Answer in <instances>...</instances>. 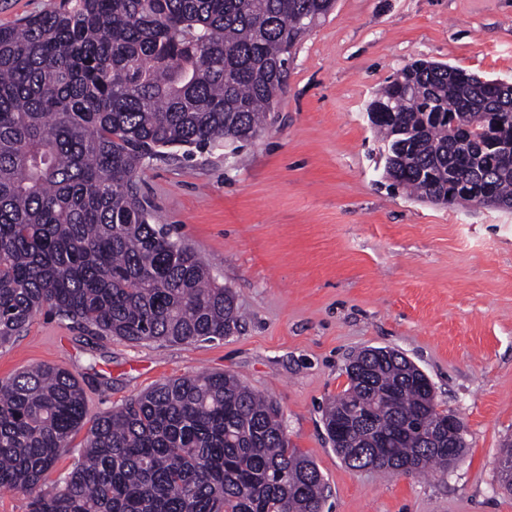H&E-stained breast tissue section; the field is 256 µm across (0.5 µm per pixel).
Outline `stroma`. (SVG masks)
<instances>
[{"label": "stroma", "instance_id": "obj_1", "mask_svg": "<svg viewBox=\"0 0 512 512\" xmlns=\"http://www.w3.org/2000/svg\"><path fill=\"white\" fill-rule=\"evenodd\" d=\"M416 59L512 83V0H336L293 48L256 137L146 165L154 223L230 288V336L188 344L99 337L48 312L0 349V379L40 364L75 374L90 414L166 379L225 372L278 404L317 464L330 512H512L498 456L512 441V210L409 194L386 173L368 109ZM367 347L398 350L464 423L466 451L426 476L353 470L324 407Z\"/></svg>", "mask_w": 512, "mask_h": 512}]
</instances>
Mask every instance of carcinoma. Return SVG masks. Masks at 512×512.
<instances>
[{
  "label": "carcinoma",
  "mask_w": 512,
  "mask_h": 512,
  "mask_svg": "<svg viewBox=\"0 0 512 512\" xmlns=\"http://www.w3.org/2000/svg\"><path fill=\"white\" fill-rule=\"evenodd\" d=\"M334 0H65L0 26V347L46 310L99 336L192 343L237 329L230 289L152 223L147 162L253 139L294 45ZM371 122L396 185L473 207L512 203V85L422 60L380 89ZM327 404L349 467L448 469V415L406 357L366 348ZM86 429L70 472L46 474ZM0 488L32 512H323L316 464L279 408L236 376L184 375L89 414L71 373L0 380Z\"/></svg>",
  "instance_id": "1"
}]
</instances>
